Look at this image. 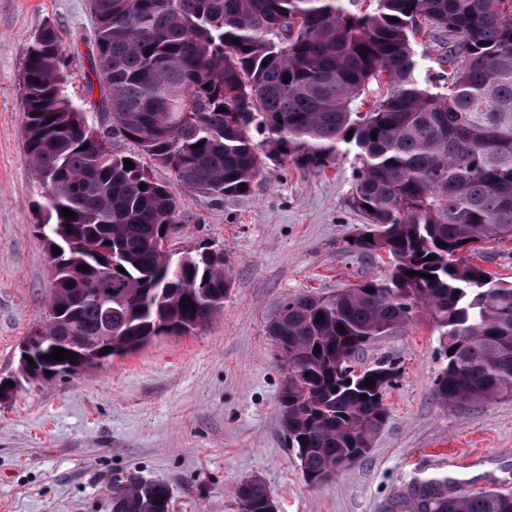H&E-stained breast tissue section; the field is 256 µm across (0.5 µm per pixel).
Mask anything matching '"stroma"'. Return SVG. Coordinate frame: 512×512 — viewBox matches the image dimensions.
Returning a JSON list of instances; mask_svg holds the SVG:
<instances>
[{
	"label": "stroma",
	"mask_w": 512,
	"mask_h": 512,
	"mask_svg": "<svg viewBox=\"0 0 512 512\" xmlns=\"http://www.w3.org/2000/svg\"><path fill=\"white\" fill-rule=\"evenodd\" d=\"M64 49L71 101L88 120L93 16L89 0H0V512H112L117 479L167 483L170 512H240L244 480L264 483L278 512H412L415 481L439 477L477 492L512 493V395L444 406L433 386L444 362L428 322L375 337L360 366L395 363L389 418L369 453L319 486L307 483L281 428V359L267 327L300 295H329L385 279L388 260L347 252L367 225L354 207L356 163L318 171L267 148L249 196L179 198L168 248L223 251L231 286L214 318L152 337L81 374L26 376L19 345L44 316L51 268L41 223L44 190L22 148L23 74L44 25ZM462 449L466 467L439 456Z\"/></svg>",
	"instance_id": "1"
}]
</instances>
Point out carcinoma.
<instances>
[{
  "label": "carcinoma",
  "mask_w": 512,
  "mask_h": 512,
  "mask_svg": "<svg viewBox=\"0 0 512 512\" xmlns=\"http://www.w3.org/2000/svg\"><path fill=\"white\" fill-rule=\"evenodd\" d=\"M90 10L99 123L66 95L54 27L31 46L24 78V155L50 197L38 229L61 251L49 253V340L29 346L35 363L56 347L78 357L133 352L215 316L230 288L223 253L183 256L160 242L178 222L179 193L249 195L262 149L250 135L257 121L265 142L298 165L322 170L354 154L353 204L379 238H356L347 250L384 251L398 270L336 298L290 299L269 326L288 361L281 426L305 480L360 460L388 419L383 400H373L377 384H364L386 363L346 383L336 362L417 313L445 359L433 390L440 404L512 395V284L456 258L512 238V0H374L364 14L345 0H90ZM288 18L302 24L287 30ZM420 31L450 68L435 89L417 77ZM374 83L386 94L361 112ZM92 132L96 152L86 146ZM114 139L137 152L112 153ZM144 157L174 181L154 180ZM95 289L112 290V311ZM184 298L193 305L183 308ZM414 491L417 512H512V494L450 492L446 479ZM240 492L255 505L269 499L257 478ZM170 502L166 483L130 474L113 491L112 512H169Z\"/></svg>",
  "instance_id": "carcinoma-1"
}]
</instances>
